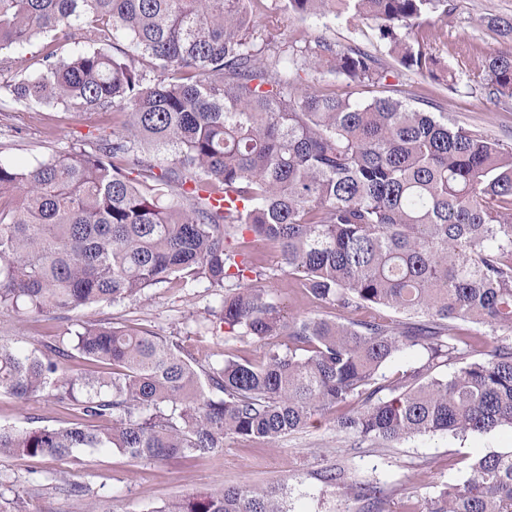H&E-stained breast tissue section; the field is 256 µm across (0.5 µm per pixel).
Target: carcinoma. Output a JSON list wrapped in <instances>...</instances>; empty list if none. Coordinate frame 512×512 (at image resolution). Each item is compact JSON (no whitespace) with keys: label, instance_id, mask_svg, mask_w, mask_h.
I'll return each mask as SVG.
<instances>
[{"label":"carcinoma","instance_id":"cac0c4a2","mask_svg":"<svg viewBox=\"0 0 512 512\" xmlns=\"http://www.w3.org/2000/svg\"><path fill=\"white\" fill-rule=\"evenodd\" d=\"M290 19L370 20L400 66L437 79L448 0H276ZM263 0H0V52L48 33L31 74L0 69V96L64 111L126 112L90 150L31 167L0 159V309L19 316L121 302L156 285L224 289L212 312L240 342L285 336L253 363L202 373L181 343L81 322L38 354L0 342V391L25 405L48 394L82 415L63 427L0 425V455L57 460L118 450L190 461L224 439L276 443L336 415L355 441L512 429V147L450 126L387 83L390 67L358 47L277 41ZM326 71L362 101L302 78ZM473 82L512 98V47ZM278 248L313 302L396 318H288L252 286L262 275L245 238ZM466 320L495 341L465 361ZM425 362L391 380L405 350ZM78 357L93 372L70 374ZM454 366L441 377L433 371ZM346 494L377 502L375 484ZM427 512H512V449L470 465ZM150 512H288L279 486L224 487Z\"/></svg>","mask_w":512,"mask_h":512}]
</instances>
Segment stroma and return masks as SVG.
Here are the masks:
<instances>
[{"mask_svg": "<svg viewBox=\"0 0 512 512\" xmlns=\"http://www.w3.org/2000/svg\"><path fill=\"white\" fill-rule=\"evenodd\" d=\"M453 11L443 22L435 45L441 68L454 69L459 86L425 81L395 69L391 83L408 91L413 106L430 107L462 124L512 144V99L498 98L485 86H468L487 54L501 46L499 34L486 24L489 17L512 18V0H451ZM283 38L322 36L338 48L374 49L373 25L340 19L287 20ZM123 113L101 115L51 107L28 109L0 100V158L32 166L49 156L85 143L97 128H121ZM265 274L256 282L281 302L287 315L317 313L335 317L334 309L313 303L297 276L281 268L277 251L260 254ZM222 289L203 284L185 287L163 283L119 303L91 304L74 312L51 313L21 320L0 310V339L26 350H41L51 338L63 335L78 321L145 329L160 336H177L200 368L226 358L263 360L271 342L228 341L212 323L209 312L218 307ZM74 413L48 396L20 404L0 392V424L20 427L59 426ZM512 449V430L465 436H419L395 443L368 440L354 444L337 432L333 414L315 416L299 432L277 443L228 438L223 448L186 463L180 460H134L119 452L84 453L79 462L24 455H0V512H150L151 508L193 493L230 485L288 487L291 512H424L427 500L449 484L463 482L472 461L491 451ZM341 470L346 481L372 482L383 496L377 508L347 497L343 488H330L317 478L327 467ZM85 486L84 495L64 492L63 483Z\"/></svg>", "mask_w": 512, "mask_h": 512, "instance_id": "35a3bbf8", "label": "stroma"}]
</instances>
